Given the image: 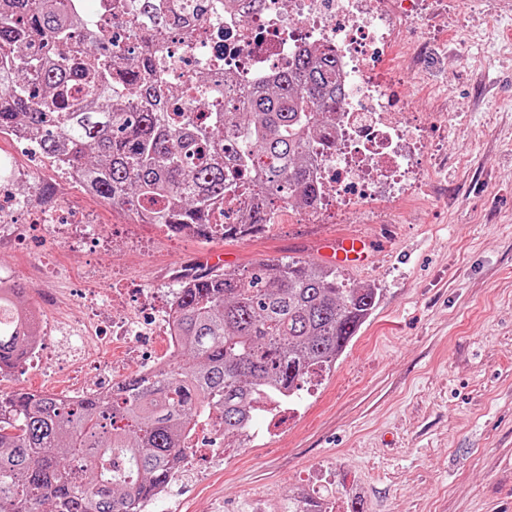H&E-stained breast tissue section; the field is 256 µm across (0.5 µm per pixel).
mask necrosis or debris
I'll list each match as a JSON object with an SVG mask.
<instances>
[{"instance_id": "obj_1", "label": "necrosis or debris", "mask_w": 512, "mask_h": 512, "mask_svg": "<svg viewBox=\"0 0 512 512\" xmlns=\"http://www.w3.org/2000/svg\"><path fill=\"white\" fill-rule=\"evenodd\" d=\"M92 15L94 30L111 37L115 51L131 58L143 43L130 34L128 18L96 8L93 0H69ZM421 0H207L200 31L180 26L155 28L160 76L175 96V112L196 110L203 92L223 79L228 90L273 88L299 56L325 49L336 58L342 95L336 107V138L318 156L315 175L326 194L349 204L398 200L415 175L414 159L424 143L410 112L399 100L407 72L394 71L391 51L404 19L416 14ZM12 159L0 156V224L16 207L31 222L52 224L51 204L17 197ZM84 304L113 343L127 346V357L144 371L164 364L178 349L171 307L151 289L130 297L128 289L89 291ZM162 340L164 349L144 354L142 342Z\"/></svg>"}]
</instances>
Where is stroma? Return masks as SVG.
Segmentation results:
<instances>
[{
  "mask_svg": "<svg viewBox=\"0 0 512 512\" xmlns=\"http://www.w3.org/2000/svg\"><path fill=\"white\" fill-rule=\"evenodd\" d=\"M401 37L414 75L403 106L428 145L418 177L398 203L330 210L317 224L279 214L245 237L174 236L85 192L29 143L0 138L21 192L45 189L60 223L78 212L94 226L93 248L59 242L21 210L0 231V264L23 270V302L41 305L53 331L99 287L96 269L168 301L215 252L241 272L318 263L337 239L370 240V262L339 272L377 288L378 303L336 366L288 412L258 419L250 446L173 483L166 512H277L320 471L335 476L342 505L358 498L365 512H512V0H432ZM99 379L23 361L0 373V394L64 397Z\"/></svg>",
  "mask_w": 512,
  "mask_h": 512,
  "instance_id": "1",
  "label": "stroma"
}]
</instances>
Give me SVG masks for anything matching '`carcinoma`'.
<instances>
[{
    "label": "carcinoma",
    "mask_w": 512,
    "mask_h": 512,
    "mask_svg": "<svg viewBox=\"0 0 512 512\" xmlns=\"http://www.w3.org/2000/svg\"><path fill=\"white\" fill-rule=\"evenodd\" d=\"M170 2L140 4L132 34L163 23ZM91 39V18L59 0H0V134L26 132L92 193L174 235L244 236L272 223L262 205L216 226L224 197L239 191L276 199L286 187L320 204L314 154L329 149L340 95L331 56L300 58L274 92L243 91L240 111L224 106L219 84L206 113L174 125L152 53L121 63ZM238 125L249 135L232 171L224 129ZM202 146L210 159L196 168L189 158ZM22 293L0 283L1 371L36 337ZM377 302L378 289L301 260L193 276L170 314L180 359L79 400L0 395V512H141L171 482L197 423L218 420L226 441L244 433L261 396L292 400L312 372L331 370Z\"/></svg>",
    "instance_id": "obj_1"
}]
</instances>
